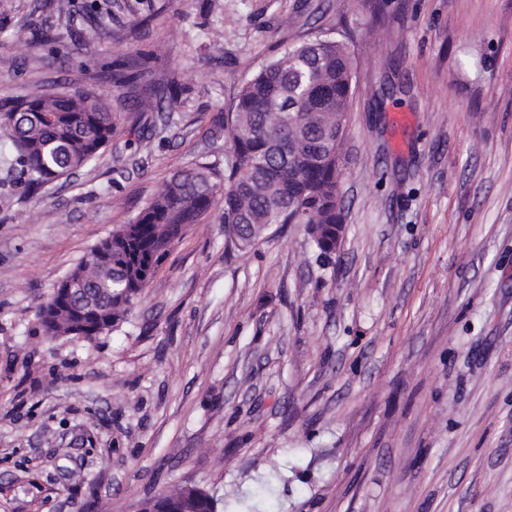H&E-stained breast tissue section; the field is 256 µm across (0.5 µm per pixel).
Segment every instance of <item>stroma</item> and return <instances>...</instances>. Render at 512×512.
I'll list each match as a JSON object with an SVG mask.
<instances>
[{
    "label": "stroma",
    "mask_w": 512,
    "mask_h": 512,
    "mask_svg": "<svg viewBox=\"0 0 512 512\" xmlns=\"http://www.w3.org/2000/svg\"><path fill=\"white\" fill-rule=\"evenodd\" d=\"M58 1L0 0V102L99 82L112 141L37 192L0 162V512L187 485L238 488L227 512H512V0H101L92 34V0ZM322 31L356 72L336 255L300 224L240 252L217 205L115 330L47 336L66 274L173 172L223 173L241 87Z\"/></svg>",
    "instance_id": "obj_1"
}]
</instances>
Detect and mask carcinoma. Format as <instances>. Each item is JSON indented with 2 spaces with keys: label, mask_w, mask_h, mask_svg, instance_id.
<instances>
[{
  "label": "carcinoma",
  "mask_w": 512,
  "mask_h": 512,
  "mask_svg": "<svg viewBox=\"0 0 512 512\" xmlns=\"http://www.w3.org/2000/svg\"><path fill=\"white\" fill-rule=\"evenodd\" d=\"M356 75L347 46L327 35L293 44L268 61L239 91L225 118L231 165L224 181L206 166L174 172L135 219L92 247L111 258L70 270L94 289L93 304L106 321L73 326L72 315L50 298L39 311L49 336L93 339L119 325L155 271L187 229L222 200L224 232L246 253L276 224H303L324 258L336 253L344 224L336 161ZM176 92L150 94L140 110H171ZM0 132L13 151L0 158L38 190L83 168L112 141V110L92 83L52 87L30 82L0 104ZM218 499L180 487L155 502L158 512H218Z\"/></svg>",
  "instance_id": "1"
}]
</instances>
